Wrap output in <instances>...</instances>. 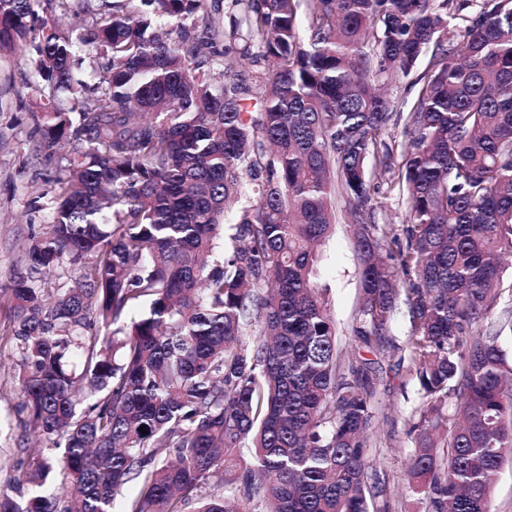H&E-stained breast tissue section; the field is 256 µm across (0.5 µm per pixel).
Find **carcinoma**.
I'll return each instance as SVG.
<instances>
[{"label":"carcinoma","instance_id":"1","mask_svg":"<svg viewBox=\"0 0 512 512\" xmlns=\"http://www.w3.org/2000/svg\"><path fill=\"white\" fill-rule=\"evenodd\" d=\"M34 3L0 0V49L32 48L73 102L42 113L44 149L76 146L9 288L28 492L0 493V512H112L133 481L125 512H392L368 453L374 363L342 355L312 281L338 194L361 260L356 335L383 349L400 302L411 324L409 483L427 512H492L512 319L472 328L512 257V0H230L229 32L206 0H113L90 36L32 25ZM251 54L254 90L233 73ZM102 55L89 97L74 62ZM410 75L389 143L376 81ZM370 157L407 196L400 229L372 223Z\"/></svg>","mask_w":512,"mask_h":512}]
</instances>
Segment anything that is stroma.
<instances>
[{"instance_id": "obj_1", "label": "stroma", "mask_w": 512, "mask_h": 512, "mask_svg": "<svg viewBox=\"0 0 512 512\" xmlns=\"http://www.w3.org/2000/svg\"><path fill=\"white\" fill-rule=\"evenodd\" d=\"M101 0L83 6L81 0H39V18L59 28L77 26L93 31ZM34 51L0 50V291L24 269L25 248L32 235L52 222L56 181L64 176L71 145L46 155L40 132L41 114L54 104L68 108L65 93L40 76ZM316 281L324 290L341 351H360L355 334L360 316L358 252L348 224L337 221L320 248ZM10 302L0 294V492L19 494L18 474L12 468L22 441L24 416L17 410L14 379L17 349L11 339ZM411 326L405 311L388 322L384 353H372L380 365L372 399L374 428L369 452L381 462L382 483L395 512H424L425 506L409 487L407 470L413 453L410 418L420 398L417 380L409 373Z\"/></svg>"}]
</instances>
